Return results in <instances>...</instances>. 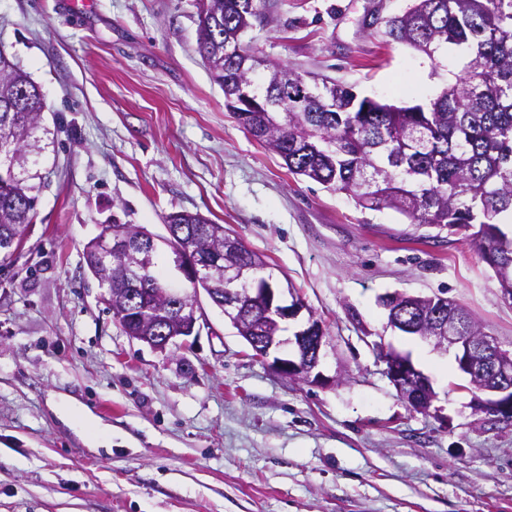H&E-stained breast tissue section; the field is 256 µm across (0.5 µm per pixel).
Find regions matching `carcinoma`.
<instances>
[{
  "label": "carcinoma",
  "mask_w": 512,
  "mask_h": 512,
  "mask_svg": "<svg viewBox=\"0 0 512 512\" xmlns=\"http://www.w3.org/2000/svg\"><path fill=\"white\" fill-rule=\"evenodd\" d=\"M264 0H210L199 21V52L225 73L249 47L226 44L227 24L251 26ZM386 35L433 58L448 46L471 58L455 82L429 103L397 106L338 84L313 80L281 101L263 126L266 146L292 174L349 196L365 209L390 208L413 224L469 233L499 287L512 289V237L499 227L512 214V0H415L386 23ZM250 88L276 96L275 77L246 74ZM43 97L27 74L0 53V157L29 155L38 148L39 123L30 114ZM25 179L0 185V251L11 230L33 217L35 196ZM235 262L265 268L257 252L241 247ZM156 316L127 315L123 328H148Z\"/></svg>",
  "instance_id": "cac0c4a2"
}]
</instances>
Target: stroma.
<instances>
[{"instance_id":"stroma-1","label":"stroma","mask_w":512,"mask_h":512,"mask_svg":"<svg viewBox=\"0 0 512 512\" xmlns=\"http://www.w3.org/2000/svg\"><path fill=\"white\" fill-rule=\"evenodd\" d=\"M412 0H265L242 36L304 78L425 103L454 53L391 41ZM196 0H0V52L45 100L36 205L0 261V512H512V425L476 410L453 354L390 328L380 296H440L512 351V302L470 240L291 174L229 112ZM224 225L326 331L324 385L277 374L208 298L186 344L127 336L84 261L107 224ZM431 382V413L380 348ZM385 373L400 396L419 411L428 412L436 394L427 377L415 368L410 358L394 351L385 355Z\"/></svg>"}]
</instances>
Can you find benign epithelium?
I'll return each instance as SVG.
<instances>
[{
	"label": "benign epithelium",
	"instance_id": "1",
	"mask_svg": "<svg viewBox=\"0 0 512 512\" xmlns=\"http://www.w3.org/2000/svg\"><path fill=\"white\" fill-rule=\"evenodd\" d=\"M225 100L229 110L243 119L259 118L271 111L270 100L252 92L242 81L228 82ZM239 242L231 237L222 224H203L198 236L179 240L173 249V262L185 280L194 283L211 275L221 259L237 252ZM157 251L156 238L143 227L130 235L123 227L114 228L92 241L85 258L92 265H103L105 257L123 258L124 279L128 288L112 294L109 308L116 320L131 313L136 291L142 281L150 278ZM233 287L225 288L223 283ZM244 285L240 290L237 285ZM282 287L273 280L259 278L252 268L224 262V282L212 281L207 296L218 306L231 324L247 332L246 342L257 355L266 358L271 350L285 343L294 345V355L288 359L274 358L271 367L277 372L300 377L312 384H323L326 377L317 367L323 347L325 330L321 322L309 316L305 326L296 331L294 339L283 341L267 326L266 318L275 322L297 318L306 309L303 302L292 298L283 300ZM385 305L388 324L403 329L418 330L421 339L439 352H454L458 369L468 376V390L474 394L476 409L493 415L498 420H512V352L501 349L490 336H474L461 327L457 316L450 312L448 299L431 297L423 303L415 296L399 292L389 294ZM151 302L166 309L162 329L147 333L128 331L130 338L164 352L177 340L191 336L201 312L197 294H188L182 288H157L151 292ZM263 312L264 318L256 317ZM385 373L400 396L419 411H429L436 394L427 377L415 368L410 358L391 351L385 355Z\"/></svg>",
	"mask_w": 512,
	"mask_h": 512
}]
</instances>
